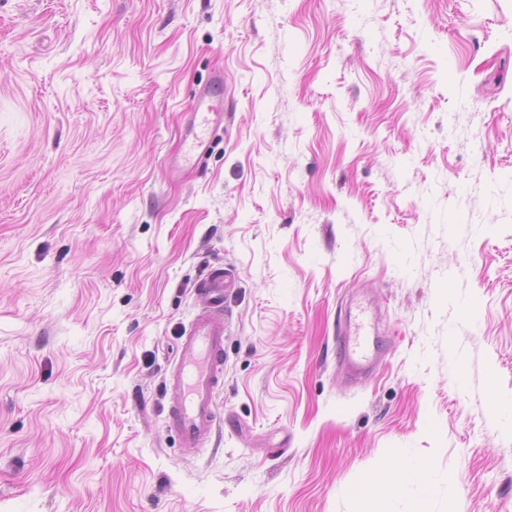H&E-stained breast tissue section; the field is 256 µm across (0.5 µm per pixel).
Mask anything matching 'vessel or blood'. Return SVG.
<instances>
[{
    "label": "vessel or blood",
    "mask_w": 512,
    "mask_h": 512,
    "mask_svg": "<svg viewBox=\"0 0 512 512\" xmlns=\"http://www.w3.org/2000/svg\"><path fill=\"white\" fill-rule=\"evenodd\" d=\"M223 93L224 78L215 75L198 98L193 120L183 134L185 151L170 161V172L198 165L213 141L223 135L224 112L213 104ZM236 285L234 271L221 266L212 268L198 282L197 290L206 297L207 304L184 328L181 357L165 372L167 426L184 448L203 447L219 423L215 398L224 387V296ZM336 358L346 377L354 383L377 367L379 339L374 335V323L365 304H357L355 313L339 316Z\"/></svg>",
    "instance_id": "1"
}]
</instances>
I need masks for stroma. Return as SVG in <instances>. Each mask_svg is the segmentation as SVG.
Instances as JSON below:
<instances>
[{"label":"stroma","instance_id":"obj_1","mask_svg":"<svg viewBox=\"0 0 512 512\" xmlns=\"http://www.w3.org/2000/svg\"><path fill=\"white\" fill-rule=\"evenodd\" d=\"M218 71L224 137L169 174ZM219 264L187 450L163 377ZM509 399L512 0H0V512H373L407 456L430 512H512ZM236 285L234 271L221 266L198 282L197 291L206 297L207 305L184 327L182 356L166 369L167 426L181 448H202L217 429L215 398L224 388V294ZM351 311L340 314L336 325V359L346 377L358 383L377 367L380 361L379 338L368 307L363 302ZM407 490L415 493V512H429L430 466L415 457H406L397 465L378 472L356 488L358 494L377 499L378 510L373 512H393V502Z\"/></svg>","mask_w":512,"mask_h":512}]
</instances>
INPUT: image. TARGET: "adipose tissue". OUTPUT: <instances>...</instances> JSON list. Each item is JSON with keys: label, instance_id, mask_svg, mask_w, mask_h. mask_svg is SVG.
I'll use <instances>...</instances> for the list:
<instances>
[{"label": "adipose tissue", "instance_id": "obj_1", "mask_svg": "<svg viewBox=\"0 0 512 512\" xmlns=\"http://www.w3.org/2000/svg\"><path fill=\"white\" fill-rule=\"evenodd\" d=\"M408 490L416 496V512H428L431 470L427 463L415 457L378 472L356 488L358 494L376 498L377 512H393L395 499Z\"/></svg>", "mask_w": 512, "mask_h": 512}]
</instances>
